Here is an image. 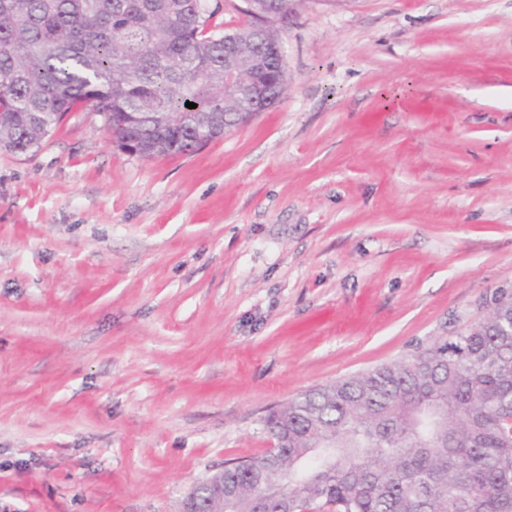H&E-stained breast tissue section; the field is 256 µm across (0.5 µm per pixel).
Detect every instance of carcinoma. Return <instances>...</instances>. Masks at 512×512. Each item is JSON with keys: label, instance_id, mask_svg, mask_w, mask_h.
I'll return each mask as SVG.
<instances>
[{"label": "carcinoma", "instance_id": "carcinoma-1", "mask_svg": "<svg viewBox=\"0 0 512 512\" xmlns=\"http://www.w3.org/2000/svg\"><path fill=\"white\" fill-rule=\"evenodd\" d=\"M216 0H0V146L38 149L78 109L145 157L192 154L257 114L224 98ZM193 102V110L185 103ZM217 114L203 134L183 120ZM168 113L166 124L152 117ZM288 447L224 468L255 512L278 488L288 512H512V293L474 324L399 361L271 409Z\"/></svg>", "mask_w": 512, "mask_h": 512}]
</instances>
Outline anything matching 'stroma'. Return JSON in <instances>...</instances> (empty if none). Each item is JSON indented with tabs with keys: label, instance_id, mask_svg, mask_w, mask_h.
I'll list each match as a JSON object with an SVG mask.
<instances>
[{
	"label": "stroma",
	"instance_id": "35a3bbf8",
	"mask_svg": "<svg viewBox=\"0 0 512 512\" xmlns=\"http://www.w3.org/2000/svg\"><path fill=\"white\" fill-rule=\"evenodd\" d=\"M196 153L0 148V512H178L267 410L512 292V0H292Z\"/></svg>",
	"mask_w": 512,
	"mask_h": 512
}]
</instances>
